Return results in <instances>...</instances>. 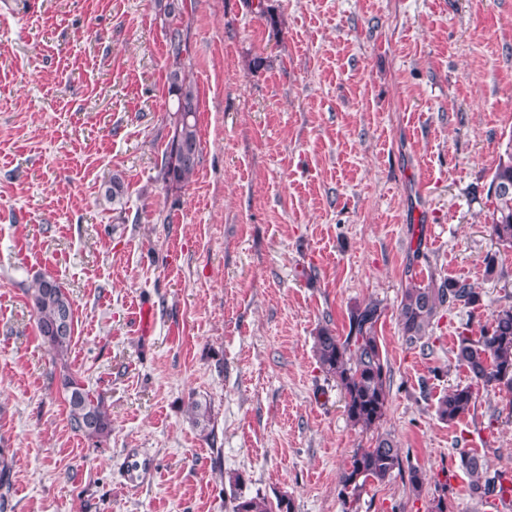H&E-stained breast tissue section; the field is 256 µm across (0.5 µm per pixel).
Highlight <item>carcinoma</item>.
<instances>
[{
    "label": "carcinoma",
    "instance_id": "obj_1",
    "mask_svg": "<svg viewBox=\"0 0 512 512\" xmlns=\"http://www.w3.org/2000/svg\"><path fill=\"white\" fill-rule=\"evenodd\" d=\"M185 9V0H158L159 18L172 58L167 75L168 91L174 98L171 134L159 175L172 191L190 183L201 157L196 120L198 91L191 64L186 62L187 47L181 29ZM125 195L122 172H112L105 190L107 201L121 204ZM487 198L492 206L487 218L490 234L498 245L512 249V135L499 156ZM26 293L39 335L55 358L64 359L73 334L74 316L69 296L55 279L45 275L34 276ZM480 300V292L467 281L448 280L438 285L432 280L426 283L410 280L402 289L397 308L406 343L415 345L430 334L439 308L447 304L475 306ZM383 314L384 309L377 301L356 304L349 310L347 335L339 336L329 326L322 325L313 336V352L321 371L336 381L344 395L348 421L363 431L378 428L389 406L391 366L377 331ZM456 361L467 372L469 383L448 389L438 399V419L448 423L470 411L475 403V388L479 386L512 393V306L493 310L478 336L470 335L466 326L458 331ZM60 384L72 430L91 440L107 437L112 431V418L104 399L94 395L70 373L62 374ZM189 415L208 444L215 445L209 408L193 401ZM460 462L469 477L471 495L484 498L496 493L512 494V486H504L501 475H488L482 456L463 452ZM396 472H403V460L390 435L379 434L369 447L355 449L339 478L343 512H358L366 485L383 483ZM231 512H294V503L286 494L279 496L274 505L263 497L235 494Z\"/></svg>",
    "mask_w": 512,
    "mask_h": 512
}]
</instances>
